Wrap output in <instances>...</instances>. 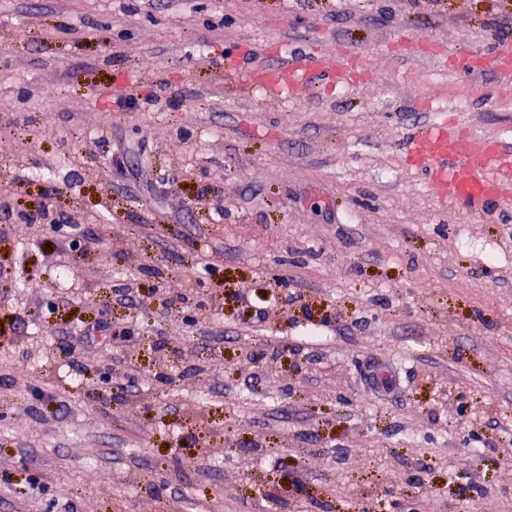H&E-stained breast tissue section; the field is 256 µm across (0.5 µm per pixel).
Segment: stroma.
I'll return each mask as SVG.
<instances>
[{
	"label": "stroma",
	"instance_id": "35a3bbf8",
	"mask_svg": "<svg viewBox=\"0 0 512 512\" xmlns=\"http://www.w3.org/2000/svg\"><path fill=\"white\" fill-rule=\"evenodd\" d=\"M500 49L512 0H0V512H512V185L406 154L512 143ZM293 68L292 72L288 75V81L284 78H281L279 75L272 73V84L273 88L277 89L281 94L292 91L298 83L305 79L309 81L310 75L320 74L321 77L327 82L339 83L344 80L346 75V70L343 68H339L335 71H324L315 66V64L311 61H307L304 66ZM471 143L433 121L410 137L408 152L441 201L485 211L498 201L499 186L512 181V146L492 142L477 152Z\"/></svg>",
	"mask_w": 512,
	"mask_h": 512
}]
</instances>
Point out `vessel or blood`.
Listing matches in <instances>:
<instances>
[{"instance_id":"b4317fda","label":"vessel or blood","mask_w":512,"mask_h":512,"mask_svg":"<svg viewBox=\"0 0 512 512\" xmlns=\"http://www.w3.org/2000/svg\"><path fill=\"white\" fill-rule=\"evenodd\" d=\"M321 74L332 83L344 80L345 69L318 72L314 63L294 68L288 78L273 76L274 89L285 93L301 80ZM408 152L441 201L459 202L475 211L492 208L499 187L512 181V146L492 143L474 151L468 137L453 135L444 123L433 121L417 130L408 142Z\"/></svg>"}]
</instances>
